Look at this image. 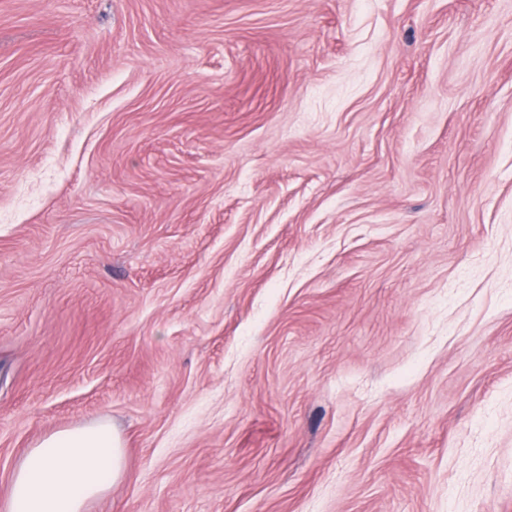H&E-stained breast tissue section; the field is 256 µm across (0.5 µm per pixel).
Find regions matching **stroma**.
<instances>
[{
  "label": "stroma",
  "mask_w": 512,
  "mask_h": 512,
  "mask_svg": "<svg viewBox=\"0 0 512 512\" xmlns=\"http://www.w3.org/2000/svg\"><path fill=\"white\" fill-rule=\"evenodd\" d=\"M0 497L512 512V0H0ZM125 444L107 420L54 431L14 468L4 512H86L125 476Z\"/></svg>",
  "instance_id": "obj_1"
}]
</instances>
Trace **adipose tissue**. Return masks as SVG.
<instances>
[{"label":"adipose tissue","instance_id":"adipose-tissue-1","mask_svg":"<svg viewBox=\"0 0 512 512\" xmlns=\"http://www.w3.org/2000/svg\"><path fill=\"white\" fill-rule=\"evenodd\" d=\"M125 468L124 441L109 421L54 431L25 451L0 512H87Z\"/></svg>","mask_w":512,"mask_h":512}]
</instances>
